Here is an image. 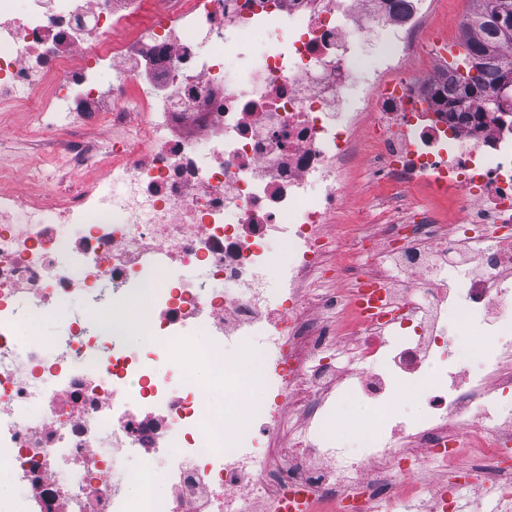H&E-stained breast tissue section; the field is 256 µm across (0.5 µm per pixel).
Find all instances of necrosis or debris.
I'll use <instances>...</instances> for the list:
<instances>
[{
    "label": "necrosis or debris",
    "mask_w": 512,
    "mask_h": 512,
    "mask_svg": "<svg viewBox=\"0 0 512 512\" xmlns=\"http://www.w3.org/2000/svg\"><path fill=\"white\" fill-rule=\"evenodd\" d=\"M427 10L0 0L13 47L0 109L31 115L12 139L33 144L32 175L51 163L70 184L0 193V458L28 492L22 507L0 496V512H388L428 464L441 476L434 512H454L466 484L512 502V123L423 108L444 77L414 64ZM257 35L259 69L230 80L228 61ZM102 123L112 148L85 134ZM364 151L366 179L385 187L381 233L349 205ZM94 166L111 189L86 182ZM418 183L431 199H409ZM151 251L206 280L166 275ZM348 273L345 297L314 292ZM75 293L87 312L54 360L36 346L18 355V333ZM134 299L148 309L132 347L106 324ZM454 312L481 322L483 350L449 336ZM231 348L258 357L264 398L247 425L227 406L248 385ZM460 365L466 384L438 383ZM348 399L387 413L356 454L326 427ZM466 448L482 464L459 469ZM120 454L171 459L169 490L133 503Z\"/></svg>",
    "instance_id": "obj_1"
}]
</instances>
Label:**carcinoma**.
Returning <instances> with one entry per match:
<instances>
[{
	"mask_svg": "<svg viewBox=\"0 0 512 512\" xmlns=\"http://www.w3.org/2000/svg\"><path fill=\"white\" fill-rule=\"evenodd\" d=\"M476 7L465 23L468 35L463 42L464 53L459 59L470 58L478 69L476 81L479 91L468 98L461 96L456 70H451L447 81L454 89L451 107L463 108L473 100H480L486 112H506L503 101L512 98V54L503 49L512 45V29L504 30L490 18V8L500 0H475Z\"/></svg>",
	"mask_w": 512,
	"mask_h": 512,
	"instance_id": "1",
	"label": "carcinoma"
}]
</instances>
